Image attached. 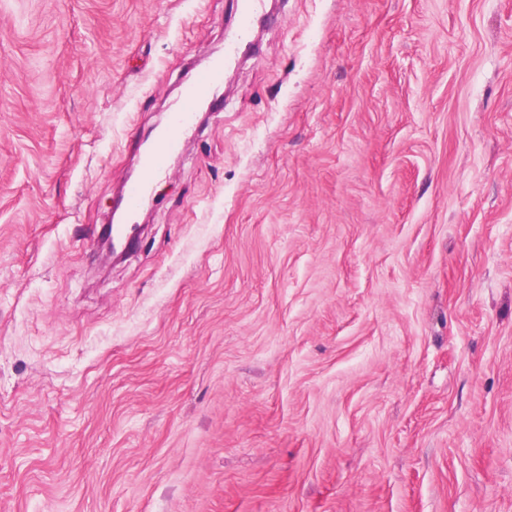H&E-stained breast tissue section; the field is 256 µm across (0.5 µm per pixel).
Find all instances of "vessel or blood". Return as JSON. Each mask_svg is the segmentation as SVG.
Listing matches in <instances>:
<instances>
[{
  "instance_id": "b4317fda",
  "label": "vessel or blood",
  "mask_w": 512,
  "mask_h": 512,
  "mask_svg": "<svg viewBox=\"0 0 512 512\" xmlns=\"http://www.w3.org/2000/svg\"><path fill=\"white\" fill-rule=\"evenodd\" d=\"M262 4L263 0H237L240 24L226 47L227 53L237 52L247 44L252 20ZM224 76V61L219 58L188 78L178 112L173 114L169 126L158 133L153 151L145 158V179L132 184L125 195L128 209H136L151 179L166 171L169 157L181 147V134L191 125L198 103L211 98L215 88L223 84Z\"/></svg>"
}]
</instances>
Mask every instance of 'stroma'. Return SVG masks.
Listing matches in <instances>:
<instances>
[{"label": "stroma", "instance_id": "stroma-1", "mask_svg": "<svg viewBox=\"0 0 512 512\" xmlns=\"http://www.w3.org/2000/svg\"><path fill=\"white\" fill-rule=\"evenodd\" d=\"M265 4L130 214L236 0H0V512H512V0ZM224 76V58H219L188 78L179 111L174 112L170 125L158 133L153 151L145 158L146 177L132 184L125 195L128 209H136L151 180L166 171L169 157L181 147V133L192 124L198 103L212 97L215 88L224 83Z\"/></svg>", "mask_w": 512, "mask_h": 512}]
</instances>
